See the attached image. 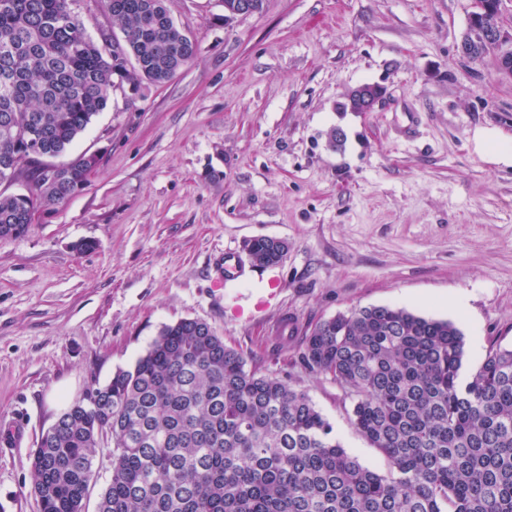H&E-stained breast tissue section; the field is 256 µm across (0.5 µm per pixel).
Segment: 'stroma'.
I'll return each mask as SVG.
<instances>
[{"label": "stroma", "instance_id": "1", "mask_svg": "<svg viewBox=\"0 0 512 512\" xmlns=\"http://www.w3.org/2000/svg\"><path fill=\"white\" fill-rule=\"evenodd\" d=\"M166 7L194 61L135 104L114 92L62 156L101 153L88 185L0 240V428L26 427L0 445V512H39L41 435L182 319L306 392L379 473L342 390L300 363L313 325L379 305L450 321L468 377L512 345V163L482 146L487 131L512 144V76L494 53L460 56L474 0H264L229 25L222 0ZM374 82L383 106L337 111ZM261 236L287 242L279 264L243 253ZM227 251L239 273L224 281ZM282 313L299 328L277 340Z\"/></svg>", "mask_w": 512, "mask_h": 512}]
</instances>
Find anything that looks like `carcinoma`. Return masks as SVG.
<instances>
[{
    "mask_svg": "<svg viewBox=\"0 0 512 512\" xmlns=\"http://www.w3.org/2000/svg\"><path fill=\"white\" fill-rule=\"evenodd\" d=\"M96 2L107 25L93 37L74 0H0V158L29 190L0 193V239L25 235L95 167L83 153L41 173L36 155L61 156L113 92L140 95L196 57L165 0ZM244 248L279 263L267 238ZM463 358L452 323L390 306L306 334L301 364L342 388L351 425L389 462L382 474L346 452L306 393L182 319L59 415L35 448L33 493L40 512H84L105 454L97 512H512V346H491L465 384ZM94 478L85 501V512H96L102 491L112 478V461L107 457L97 458L93 466Z\"/></svg>",
    "mask_w": 512,
    "mask_h": 512,
    "instance_id": "obj_1",
    "label": "carcinoma"
}]
</instances>
